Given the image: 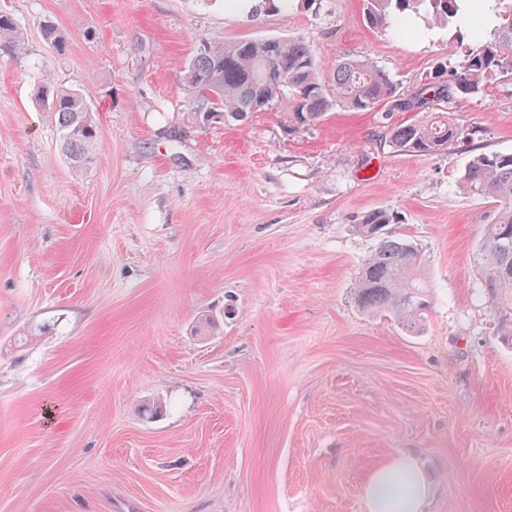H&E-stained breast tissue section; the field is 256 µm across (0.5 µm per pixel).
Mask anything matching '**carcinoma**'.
<instances>
[{
    "instance_id": "cac0c4a2",
    "label": "carcinoma",
    "mask_w": 512,
    "mask_h": 512,
    "mask_svg": "<svg viewBox=\"0 0 512 512\" xmlns=\"http://www.w3.org/2000/svg\"><path fill=\"white\" fill-rule=\"evenodd\" d=\"M367 23L396 35L410 31L407 19L422 16L439 26L459 22L460 0H364ZM490 38H478L451 78L424 79L402 90L391 75L366 58L336 63L332 77L321 73L311 46L300 38L210 46L201 43L186 76L190 97L201 120L240 125L249 114L276 101L286 102V123L293 131L318 124L336 106L358 112L379 107L414 112L416 119L390 129L389 144L398 151L438 155L454 144L472 140L443 111L448 101L480 93L495 80L512 81V3L498 0ZM44 38L57 53L67 51L69 37L54 24L43 26ZM14 20L0 15V49L21 44ZM40 100L57 116L62 149L72 169L81 172L99 147L93 110L77 89L48 80ZM461 187L493 205L494 217L480 240L479 279L502 329L512 332V153H480L468 164ZM397 217L386 210L363 216L358 230L376 239L375 250L361 263L354 284L359 307L388 312L409 333H419L430 309V290L421 279L423 255L409 240L384 231Z\"/></svg>"
}]
</instances>
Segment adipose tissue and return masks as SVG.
Listing matches in <instances>:
<instances>
[{
    "instance_id": "1",
    "label": "adipose tissue",
    "mask_w": 512,
    "mask_h": 512,
    "mask_svg": "<svg viewBox=\"0 0 512 512\" xmlns=\"http://www.w3.org/2000/svg\"><path fill=\"white\" fill-rule=\"evenodd\" d=\"M431 485L419 459L401 453L375 467L364 484L367 512H427Z\"/></svg>"
}]
</instances>
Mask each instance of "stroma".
Masks as SVG:
<instances>
[{"mask_svg": "<svg viewBox=\"0 0 512 512\" xmlns=\"http://www.w3.org/2000/svg\"><path fill=\"white\" fill-rule=\"evenodd\" d=\"M1 12L24 44L0 51V512H366L367 475L407 451L428 512H512V335L475 261L494 209L461 188L473 155L512 152V83L450 103L482 133L433 156L387 145L409 112L340 106L289 132L278 102L224 126L185 87L200 43L298 37L323 68L367 58L408 88L463 63L468 27L396 39L363 0ZM47 77L94 111L85 172L38 99ZM375 209L423 253L420 334L356 302Z\"/></svg>", "mask_w": 512, "mask_h": 512, "instance_id": "stroma-1", "label": "stroma"}]
</instances>
